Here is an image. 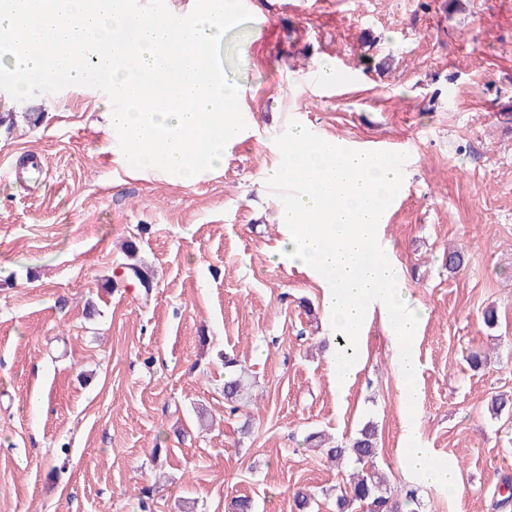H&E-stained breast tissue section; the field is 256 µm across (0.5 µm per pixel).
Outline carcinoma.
I'll list each match as a JSON object with an SVG mask.
<instances>
[{
    "label": "carcinoma",
    "mask_w": 512,
    "mask_h": 512,
    "mask_svg": "<svg viewBox=\"0 0 512 512\" xmlns=\"http://www.w3.org/2000/svg\"><path fill=\"white\" fill-rule=\"evenodd\" d=\"M19 117L27 124L36 126L42 120L43 113L37 108L21 114L1 112L0 126L6 124L11 128ZM126 252L131 260L127 266L129 275L142 286L152 285L150 269L137 259L134 245L127 244ZM224 368L227 373V379L224 380V399L234 404L239 402L241 392L247 386L246 373L237 368L233 359L225 360ZM510 407L512 397L506 394H495L487 403L488 411L493 415H498ZM377 450L378 433L376 426L372 424L365 425L349 444L326 449L327 458L331 460L352 458L362 465L361 472L353 476L350 485L336 495V512H351L356 505L364 509V512H397L401 508L400 503L391 501L390 495L383 489V480L375 470Z\"/></svg>",
    "instance_id": "1"
}]
</instances>
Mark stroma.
<instances>
[{"label":"stroma","instance_id":"35a3bbf8","mask_svg":"<svg viewBox=\"0 0 512 512\" xmlns=\"http://www.w3.org/2000/svg\"><path fill=\"white\" fill-rule=\"evenodd\" d=\"M253 13L221 50L247 127L191 186L117 158L99 90L0 93V112L44 114L0 127V512H139L145 492L149 512H224L238 496L296 512L300 488L334 512L351 469L305 439L337 445L369 422L392 494L413 491L420 512H494L512 477V413L486 409L512 394V0H254ZM320 63L352 73L344 98L315 90ZM292 119L409 153L379 232L425 311L416 407L378 315L336 391L322 286L280 260L283 206L264 182ZM31 153L53 170L37 188L9 177ZM129 242L150 291L122 274ZM226 355L249 370L235 412ZM411 437L456 464L460 495L402 469Z\"/></svg>","mask_w":512,"mask_h":512}]
</instances>
